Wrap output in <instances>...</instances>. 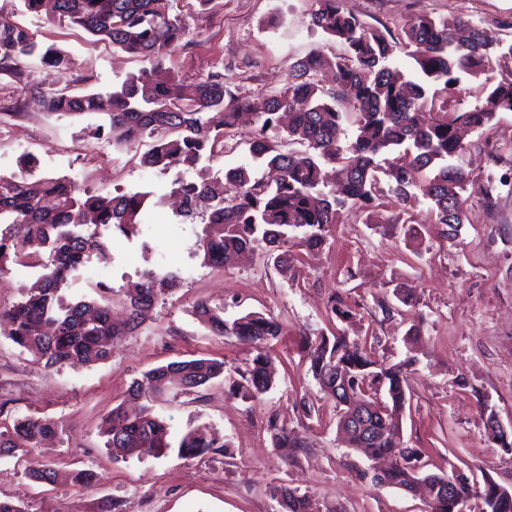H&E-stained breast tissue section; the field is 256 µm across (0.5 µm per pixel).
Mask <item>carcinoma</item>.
<instances>
[{
	"mask_svg": "<svg viewBox=\"0 0 512 512\" xmlns=\"http://www.w3.org/2000/svg\"><path fill=\"white\" fill-rule=\"evenodd\" d=\"M173 2L55 0L52 12L60 20L141 58L145 66L108 91L82 96L57 91L51 106L62 114L106 115L117 143L152 139L140 159L144 167L196 170L191 180L175 175L171 192L182 198L186 216L207 203L199 249L212 267L231 265L263 243L278 252L277 265L286 272L292 269L290 249L321 250L336 213L344 209L364 213L366 222L374 223L376 208L390 203L405 211L421 196L429 201L435 223L447 227L446 238H455L459 227L470 222L463 196L469 176L454 163L467 150L458 128L486 126L499 109L512 108V95L498 86L468 111L454 108L450 100L465 79L490 65L492 51L512 58V43L460 16L450 21L417 16L395 36L367 26L345 7V0H313L311 25L344 48L336 57V85L321 84L323 58L315 49L293 63L286 83L269 90L259 108L239 92L226 66L189 84L175 77L155 78L157 68L186 38V23ZM398 50L413 60L412 75L392 67ZM32 57L57 69L68 66L64 53L36 40L29 29L0 27V73L17 74L20 64ZM244 112L253 115L249 153L262 174L245 166L222 174L200 166L224 155V143L236 135ZM344 131L351 139L342 145L338 136ZM327 166L337 177L330 195L321 189ZM146 197L142 192L90 193L63 178H36L23 170L0 174V277L17 267L42 269L21 300L0 306V325L8 328L13 343L36 353L45 367L107 360L111 350L103 340L139 326L157 297L179 286L176 272H144L142 286L128 295L123 328L112 323L109 298L69 302L64 296L88 266L111 262L106 235L131 238L141 233ZM328 309L341 320L352 315L340 295L328 299ZM194 313L212 333L233 336L255 352L230 389L258 399L272 388L269 351L281 335L279 322L261 313L226 321L224 308L205 302ZM304 350L321 390L336 400L338 424L348 412L336 398L338 374L376 407L368 419L369 436L349 427L345 431L349 445L366 458L391 460L378 484L412 490L420 479V452L402 439L406 372L412 360L379 361L366 344L342 334L306 342ZM223 374L224 362L207 358L173 361L145 372L130 387V395L143 404L134 411L112 409L106 447L115 457L143 448L158 457L174 451L180 458L207 455L218 444L207 426L188 429L175 443L152 403L181 388L183 381L200 388ZM57 435L50 418H18L0 430V456L32 449ZM31 479L50 484L66 479L88 487L93 474L49 467ZM437 480H453L461 493L480 497L481 512H512V493L490 479L481 489L461 473ZM272 492L283 512H320L311 498L286 485ZM461 506L457 496L439 488L431 512H460Z\"/></svg>",
	"mask_w": 512,
	"mask_h": 512,
	"instance_id": "obj_1",
	"label": "carcinoma"
}]
</instances>
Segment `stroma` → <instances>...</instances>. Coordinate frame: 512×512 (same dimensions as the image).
I'll return each instance as SVG.
<instances>
[{"instance_id": "1", "label": "stroma", "mask_w": 512, "mask_h": 512, "mask_svg": "<svg viewBox=\"0 0 512 512\" xmlns=\"http://www.w3.org/2000/svg\"><path fill=\"white\" fill-rule=\"evenodd\" d=\"M346 6L371 26L396 32L415 16H464L492 30L512 18V0H346ZM312 9V0H213L203 11L197 0H180L188 45L166 62L163 75L191 82L224 63L232 66L240 92L258 103L285 83L293 62L318 47L327 60L323 79L333 83L342 48L312 28ZM3 25L28 28L67 54L69 65L60 72L32 58L20 77L0 74V174L19 171L30 154L40 161L38 175L65 177L92 192L146 193L141 235L107 240L115 324L124 325L125 295L142 270L176 271L182 283L158 299L139 327L113 340L108 360L91 367L44 368L0 328V426L37 415L53 419L61 431L28 453L0 457V498L21 501L27 512H102L110 503L115 512H280L271 489L285 484L322 512H429L424 496L372 485L375 462L338 432L336 403L310 372L303 342L339 333L371 346L377 359L410 360L403 441L420 450L423 472L487 477L512 489V450L486 427L492 411L512 424V193L502 192L491 212L479 201L490 171L485 148L512 142V111L499 110L486 127L462 131L470 146L461 163L470 173L472 216L455 239L445 238L420 200L407 211L408 224L395 206L380 208L379 222L370 224L341 214L322 252L300 254L295 278L258 256L219 274L198 248L204 214L186 219L167 197L174 172L141 166L150 139L113 144L106 116L61 115L49 105L62 88L81 95L117 86L138 72L140 61L69 24L29 13L22 0H0ZM511 82L512 61H493L454 105L471 109L485 89ZM398 289L409 295L408 304L397 302ZM336 293L352 318L328 313L327 300ZM201 301L223 307L228 321L259 312L281 324L285 334L270 351L273 387L247 400L218 378L155 402L172 439L210 426L225 442L213 453L113 457L105 420L113 408L132 406L130 386L145 371L195 358L222 361L234 374L245 370L248 348L210 333L193 313ZM383 301L395 312L383 315ZM414 327L419 336H410ZM304 400L314 404L313 416L302 413ZM276 426L287 428L288 445L275 441ZM50 466L88 469L98 481L83 490L30 479V472Z\"/></svg>"}]
</instances>
